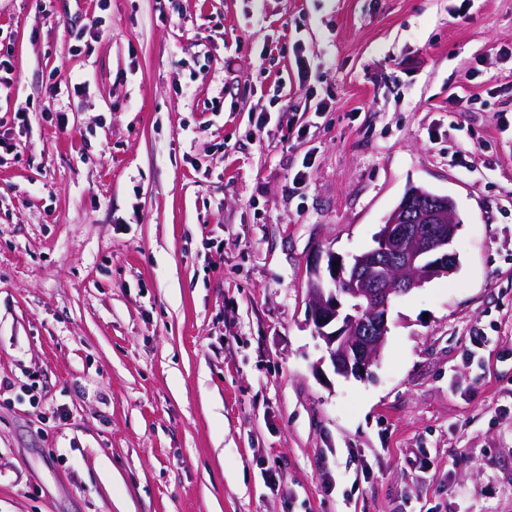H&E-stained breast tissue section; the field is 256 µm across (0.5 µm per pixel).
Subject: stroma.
I'll return each instance as SVG.
<instances>
[{"label": "stroma", "mask_w": 512, "mask_h": 512, "mask_svg": "<svg viewBox=\"0 0 512 512\" xmlns=\"http://www.w3.org/2000/svg\"><path fill=\"white\" fill-rule=\"evenodd\" d=\"M504 47L512 0H0V512H512ZM412 185L459 265L343 377L309 269Z\"/></svg>", "instance_id": "35a3bbf8"}]
</instances>
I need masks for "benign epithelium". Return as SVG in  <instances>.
<instances>
[{
	"label": "benign epithelium",
	"instance_id": "7a95c632",
	"mask_svg": "<svg viewBox=\"0 0 512 512\" xmlns=\"http://www.w3.org/2000/svg\"><path fill=\"white\" fill-rule=\"evenodd\" d=\"M454 208L451 198L416 187L381 225L373 247L348 261L329 251L326 267H310L309 317L337 374L368 378L386 343L392 303L455 271Z\"/></svg>",
	"mask_w": 512,
	"mask_h": 512
}]
</instances>
